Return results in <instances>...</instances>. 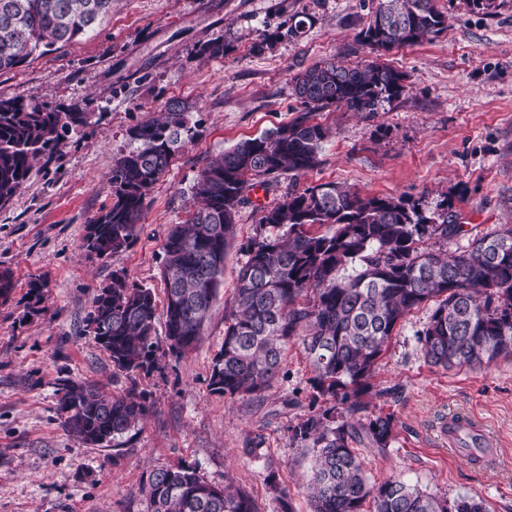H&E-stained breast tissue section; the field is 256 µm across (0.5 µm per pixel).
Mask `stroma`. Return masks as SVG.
Returning a JSON list of instances; mask_svg holds the SVG:
<instances>
[{
  "instance_id": "obj_1",
  "label": "stroma",
  "mask_w": 512,
  "mask_h": 512,
  "mask_svg": "<svg viewBox=\"0 0 512 512\" xmlns=\"http://www.w3.org/2000/svg\"><path fill=\"white\" fill-rule=\"evenodd\" d=\"M448 26L430 40L393 49L383 60L407 76L408 90L376 112L330 107L316 122L330 130L321 163L298 182L281 177L248 194L224 259V276L196 347L163 355L150 374L114 368L86 330L98 290L126 272L164 302L162 244L185 219L198 172L239 140L290 122L303 109L293 79L328 58L370 60L358 34L371 0H113L91 37L21 67L0 71V97L77 103L88 112L51 161H37L23 190L0 209V267L16 287L0 302V512H147L140 488L155 469L192 465L208 483H233L257 512H310L311 455L290 430L311 409L312 366L289 344L281 376L260 399L211 393L213 359L224 342L242 247L259 231L263 208L293 186L335 182L364 195L403 196L432 213L451 200L464 226L448 242L512 224V0L495 13L468 0H438ZM304 34L286 37L294 15ZM280 39L266 43L269 33ZM223 38L222 57L196 46ZM177 99L200 126L179 148L146 198L133 244L106 258L83 251L86 227L112 202V163L130 127ZM45 284L33 303L29 284ZM432 304L397 326L373 382L376 412L392 415L395 439L377 452L359 448L370 480H404L455 497L472 492L488 512H512V360L487 367H430L419 334ZM69 379L121 395L146 393L151 411L121 448L83 443L64 427L59 383ZM465 413L496 439L492 467L466 463L438 437L442 420ZM264 444L249 454L248 441Z\"/></svg>"
}]
</instances>
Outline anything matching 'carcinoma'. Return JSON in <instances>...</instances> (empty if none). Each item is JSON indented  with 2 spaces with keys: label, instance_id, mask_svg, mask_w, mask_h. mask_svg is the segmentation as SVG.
<instances>
[{
  "label": "carcinoma",
  "instance_id": "cac0c4a2",
  "mask_svg": "<svg viewBox=\"0 0 512 512\" xmlns=\"http://www.w3.org/2000/svg\"><path fill=\"white\" fill-rule=\"evenodd\" d=\"M111 10L112 0H0V70L91 35ZM447 24L435 0H376L359 41L378 55L427 41ZM224 51V40L214 38L196 53L216 58ZM406 88L402 73L377 60L319 62L294 77L303 112L198 172L191 186L197 206L163 243L169 353L178 357L199 341L249 191L282 176L296 181L318 165L327 129L313 113L334 105L376 112ZM86 122L78 105L0 99V208L24 187L33 161L53 155ZM196 127L189 106L171 100L159 117L128 131V150L112 164V205L87 225V252L106 258L133 243L149 189ZM439 207L435 219L402 196H364L332 182L295 188L261 211L262 232L242 247L246 260L211 391L261 396L282 371L288 344L301 341L313 370L312 401L324 404L290 429L291 440L313 453V512H365L367 504L370 512H487L477 495L450 499L400 479L372 482L353 448L360 442L383 452L393 443L392 416L370 410L383 395L371 379L397 325L420 305H434L420 337L428 365L470 368L512 358V224L450 254L444 246L463 225L448 200ZM14 288L13 272L0 268V299ZM156 320L151 289L115 271L93 299L87 331L115 368L148 375L160 368ZM60 391L64 426L85 443L119 448L150 411L134 386L114 396L64 379ZM141 491L148 512H256L245 491L212 486L191 466L152 471Z\"/></svg>",
  "mask_w": 512,
  "mask_h": 512
}]
</instances>
